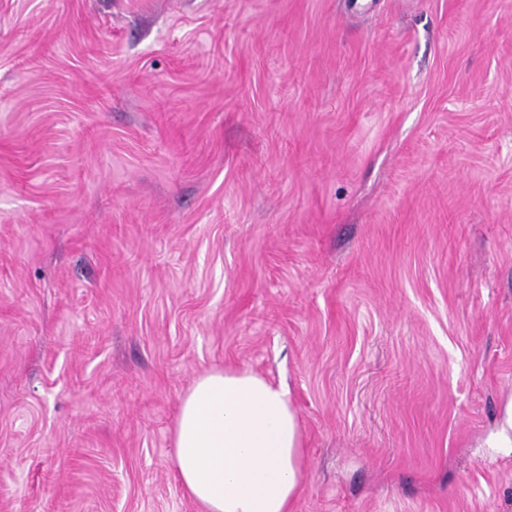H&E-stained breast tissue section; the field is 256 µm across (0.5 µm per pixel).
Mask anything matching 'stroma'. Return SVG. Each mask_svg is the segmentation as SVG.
<instances>
[{
  "label": "stroma",
  "mask_w": 512,
  "mask_h": 512,
  "mask_svg": "<svg viewBox=\"0 0 512 512\" xmlns=\"http://www.w3.org/2000/svg\"><path fill=\"white\" fill-rule=\"evenodd\" d=\"M241 365L294 512H512V0H0V512H200ZM176 477L204 512H293L305 482L289 388L252 369L194 379L173 431ZM495 444L498 448L512 447V398L505 403L501 422L495 434Z\"/></svg>",
  "instance_id": "35a3bbf8"
}]
</instances>
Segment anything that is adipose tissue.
<instances>
[{
	"instance_id": "adipose-tissue-1",
	"label": "adipose tissue",
	"mask_w": 512,
	"mask_h": 512,
	"mask_svg": "<svg viewBox=\"0 0 512 512\" xmlns=\"http://www.w3.org/2000/svg\"><path fill=\"white\" fill-rule=\"evenodd\" d=\"M176 477L204 512H293L305 482L289 389L252 369L194 379L173 431Z\"/></svg>"
}]
</instances>
